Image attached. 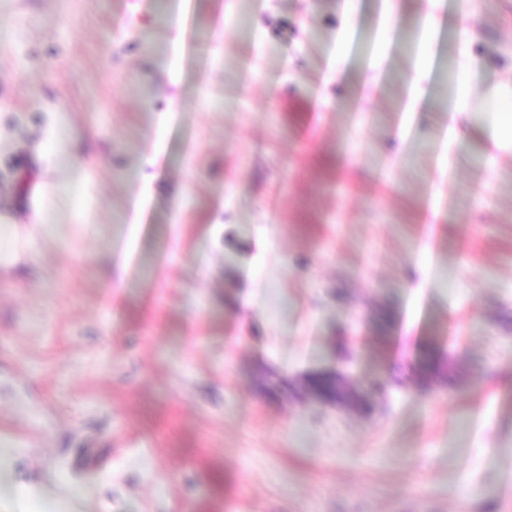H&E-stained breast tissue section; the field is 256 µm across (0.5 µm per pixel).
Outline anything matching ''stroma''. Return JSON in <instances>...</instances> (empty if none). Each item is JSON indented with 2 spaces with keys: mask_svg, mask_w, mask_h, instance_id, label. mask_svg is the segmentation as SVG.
Wrapping results in <instances>:
<instances>
[{
  "mask_svg": "<svg viewBox=\"0 0 512 512\" xmlns=\"http://www.w3.org/2000/svg\"><path fill=\"white\" fill-rule=\"evenodd\" d=\"M494 85L512 0H0V205L45 107L95 162L0 275V512H512ZM335 386V395L333 398H325L322 393L314 389L306 382L304 384L305 393L312 399L332 403L347 411H357L363 407L366 402L365 395L358 389L352 379L343 372L334 371L326 375Z\"/></svg>",
  "mask_w": 512,
  "mask_h": 512,
  "instance_id": "obj_1",
  "label": "stroma"
}]
</instances>
